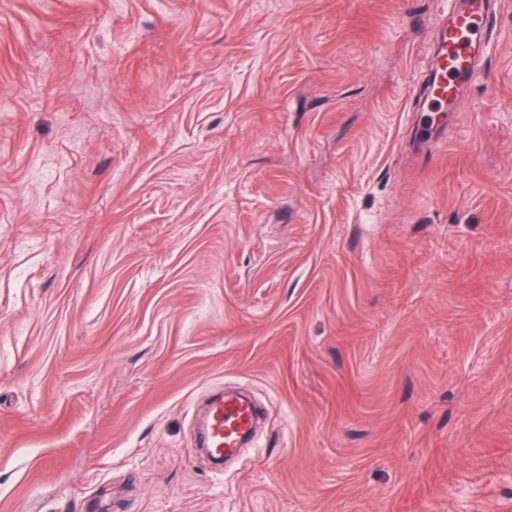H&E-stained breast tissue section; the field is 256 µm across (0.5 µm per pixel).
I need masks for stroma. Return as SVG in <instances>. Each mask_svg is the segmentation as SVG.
Returning a JSON list of instances; mask_svg holds the SVG:
<instances>
[{"label": "stroma", "instance_id": "1", "mask_svg": "<svg viewBox=\"0 0 512 512\" xmlns=\"http://www.w3.org/2000/svg\"><path fill=\"white\" fill-rule=\"evenodd\" d=\"M495 3L425 133L448 0H0V512H512ZM254 424V409L237 394H224L211 403L206 433V448L218 456H229L248 438Z\"/></svg>", "mask_w": 512, "mask_h": 512}]
</instances>
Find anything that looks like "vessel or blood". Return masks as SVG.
<instances>
[{"label": "vessel or blood", "mask_w": 512, "mask_h": 512, "mask_svg": "<svg viewBox=\"0 0 512 512\" xmlns=\"http://www.w3.org/2000/svg\"><path fill=\"white\" fill-rule=\"evenodd\" d=\"M490 10L491 0H462L451 19L436 22L430 40V64L423 72V99L436 111H458L462 90L473 81L479 57L488 49ZM253 424L250 402L236 394L225 395L210 405L206 445L217 455H231L248 438Z\"/></svg>", "instance_id": "obj_1"}]
</instances>
